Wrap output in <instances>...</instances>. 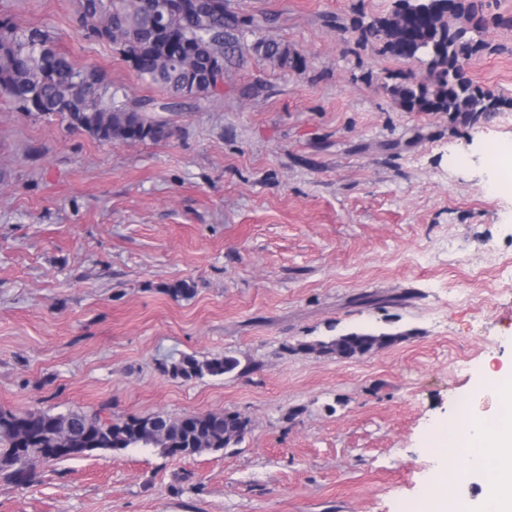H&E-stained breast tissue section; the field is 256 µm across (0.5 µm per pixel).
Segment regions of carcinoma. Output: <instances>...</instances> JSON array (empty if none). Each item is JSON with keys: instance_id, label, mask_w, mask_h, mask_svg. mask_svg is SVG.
Here are the masks:
<instances>
[{"instance_id": "obj_1", "label": "carcinoma", "mask_w": 512, "mask_h": 512, "mask_svg": "<svg viewBox=\"0 0 512 512\" xmlns=\"http://www.w3.org/2000/svg\"><path fill=\"white\" fill-rule=\"evenodd\" d=\"M78 31L86 38L103 33L108 42L125 47L136 59L138 78L172 96L200 98L219 94L221 86H193L211 60L224 69L240 66L247 50L286 68L294 63L288 47L260 39L247 45L244 35L260 22L239 16L228 0H204V8L170 11L167 25L156 31L152 13L162 0H77ZM482 13L478 0H397L391 14L358 23L361 37L382 44L392 56L422 63L425 80H403L388 87L408 112H448L456 118L490 116L500 100L475 84L463 61L480 43L467 37L481 32L472 23ZM48 28L0 19V98L19 111L60 117L70 129L104 143L163 141L170 125L147 115L152 101H133L95 66H78ZM401 335L349 332L329 341L302 345L308 353L353 359L391 347ZM233 357L200 360L186 355L169 372L185 379L233 372ZM249 420L238 413H191L171 418L162 413L114 418L84 410L52 413L41 409L13 412L0 409V471L15 483L32 481L37 460L77 458L96 450L146 446L167 456L191 457L221 452L239 443Z\"/></svg>"}]
</instances>
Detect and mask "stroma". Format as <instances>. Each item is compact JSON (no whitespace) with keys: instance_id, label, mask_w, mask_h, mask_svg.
I'll return each mask as SVG.
<instances>
[{"instance_id":"obj_1","label":"stroma","mask_w":512,"mask_h":512,"mask_svg":"<svg viewBox=\"0 0 512 512\" xmlns=\"http://www.w3.org/2000/svg\"><path fill=\"white\" fill-rule=\"evenodd\" d=\"M482 3L465 68L502 107L463 122L390 96L426 68L357 24L396 0H232L271 17L261 38L297 64L247 55L198 99L75 35L76 0H0L174 129L103 144L0 100V408L250 420L223 452L0 475V512H411L432 424L461 404L493 414L473 381L512 371V190L487 162L512 142V0ZM357 330L404 339L351 360L299 349ZM183 355L239 366L164 372Z\"/></svg>"}]
</instances>
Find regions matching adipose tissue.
Returning <instances> with one entry per match:
<instances>
[{"label": "adipose tissue", "instance_id": "obj_1", "mask_svg": "<svg viewBox=\"0 0 512 512\" xmlns=\"http://www.w3.org/2000/svg\"><path fill=\"white\" fill-rule=\"evenodd\" d=\"M477 387L494 388L495 413L478 416L463 404L446 424L432 427L437 466L417 512H512V378L483 377ZM474 476L484 479L482 507L449 497V485Z\"/></svg>", "mask_w": 512, "mask_h": 512}]
</instances>
